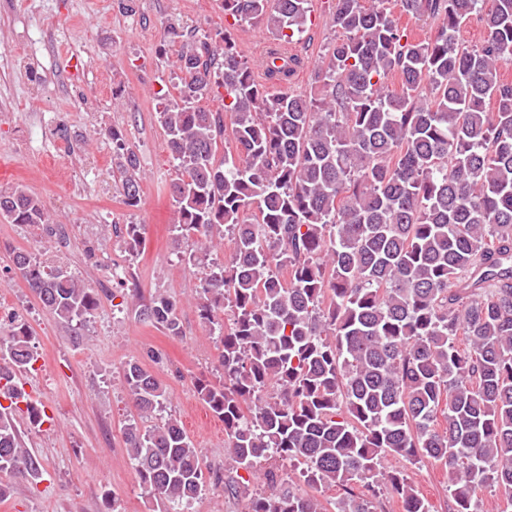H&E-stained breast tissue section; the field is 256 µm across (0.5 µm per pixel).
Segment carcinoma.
Listing matches in <instances>:
<instances>
[{
	"label": "carcinoma",
	"mask_w": 512,
	"mask_h": 512,
	"mask_svg": "<svg viewBox=\"0 0 512 512\" xmlns=\"http://www.w3.org/2000/svg\"><path fill=\"white\" fill-rule=\"evenodd\" d=\"M480 3L399 0L401 13L436 24L417 40L385 0H335L338 36L304 91L289 87L300 57L271 52L261 82L234 31L256 20L276 41H300L312 0H221L232 22L215 35L165 28L184 74L178 99L157 109L177 170L175 240L204 239L184 260L206 271L199 316L222 344L224 381L195 388L224 422L234 468L262 476L268 492L207 480L177 418L161 416L166 388L130 359L127 454L164 512H193L220 485L247 496V512H323L261 470L271 457L300 462L312 487L344 490L337 512H375L382 480L403 512H433L403 471H381L387 455L442 463L452 512H474L483 485L512 501V83L500 79L512 0H492L484 38L461 47ZM110 136L124 204L137 207L138 157L121 132ZM0 217L53 235L22 186L0 190ZM223 233L235 248L217 263L209 252ZM124 236L137 252L141 226ZM12 262L59 320L81 326L97 311L98 292L65 266L25 250ZM139 317L180 334L170 297ZM34 361L19 321L0 336V475L36 480L16 420L24 411L34 428L46 422L18 386Z\"/></svg>",
	"instance_id": "carcinoma-1"
}]
</instances>
